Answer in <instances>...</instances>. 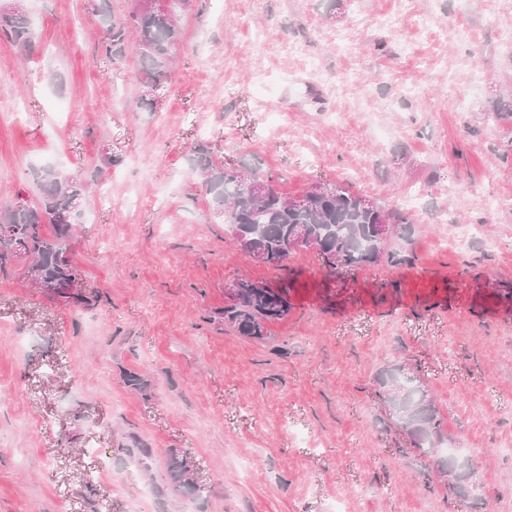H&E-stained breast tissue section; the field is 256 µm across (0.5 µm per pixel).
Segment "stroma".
<instances>
[{"label":"stroma","mask_w":512,"mask_h":512,"mask_svg":"<svg viewBox=\"0 0 512 512\" xmlns=\"http://www.w3.org/2000/svg\"><path fill=\"white\" fill-rule=\"evenodd\" d=\"M23 5L31 52L0 44V217L38 203L43 169L84 183L70 256L97 299L28 287L24 256L0 273V512H512V304L488 287L512 281V207L486 204L512 198V125L493 114L512 97V0H411L395 27V0H195L151 89L136 56L105 58L88 0ZM352 71L362 84L328 93ZM199 145L289 195L327 181L399 211L411 263L332 275L291 251V312L266 340L237 335L226 287L282 272L213 211ZM458 224L494 248L453 249ZM392 368L437 411L435 456L398 422ZM174 454L195 491L170 482ZM448 455L480 484L453 487Z\"/></svg>","instance_id":"1"}]
</instances>
